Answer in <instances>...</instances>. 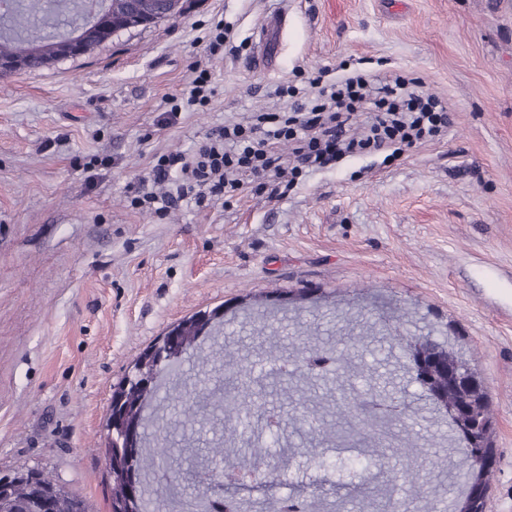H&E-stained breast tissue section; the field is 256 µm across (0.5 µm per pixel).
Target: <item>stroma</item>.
<instances>
[{
	"label": "stroma",
	"instance_id": "1",
	"mask_svg": "<svg viewBox=\"0 0 512 512\" xmlns=\"http://www.w3.org/2000/svg\"><path fill=\"white\" fill-rule=\"evenodd\" d=\"M181 15L114 36L91 54L0 79V476L44 471L111 512L105 425L112 388L174 324L220 307L203 347L249 370L280 431L254 447L256 414L225 422L220 367H180L210 406L192 422L171 388L159 414L175 454L251 449L273 485L238 498L315 495L322 512H453L465 463L448 418L413 377L406 343L448 344L485 388L495 463L486 512H512V0H184ZM280 18L259 46L261 24ZM224 24L236 52L209 58ZM268 57L254 67L258 48ZM212 73L201 112L167 101ZM370 67L418 79L454 123L397 157L342 156L276 202L247 192L165 218L129 197L156 156L192 153L228 120L287 107L275 89L318 71ZM263 333H256L257 324ZM340 346L333 373L275 379L280 356ZM384 406L383 470L340 479L318 467L342 447V397ZM319 418L295 433L302 408ZM412 438L416 451L402 450Z\"/></svg>",
	"mask_w": 512,
	"mask_h": 512
}]
</instances>
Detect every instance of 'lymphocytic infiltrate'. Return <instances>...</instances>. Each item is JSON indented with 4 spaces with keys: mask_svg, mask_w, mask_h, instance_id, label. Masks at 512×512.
Wrapping results in <instances>:
<instances>
[{
    "mask_svg": "<svg viewBox=\"0 0 512 512\" xmlns=\"http://www.w3.org/2000/svg\"><path fill=\"white\" fill-rule=\"evenodd\" d=\"M309 86L289 111L227 121L191 155L159 156L139 180L132 206L163 217L188 199L202 206L249 189L277 201L290 176L282 143L292 144L299 166L312 167L394 144L409 147L440 136L452 123L447 103L411 88L401 76L356 73L329 82L315 77Z\"/></svg>",
    "mask_w": 512,
    "mask_h": 512,
    "instance_id": "obj_1",
    "label": "lymphocytic infiltrate"
}]
</instances>
